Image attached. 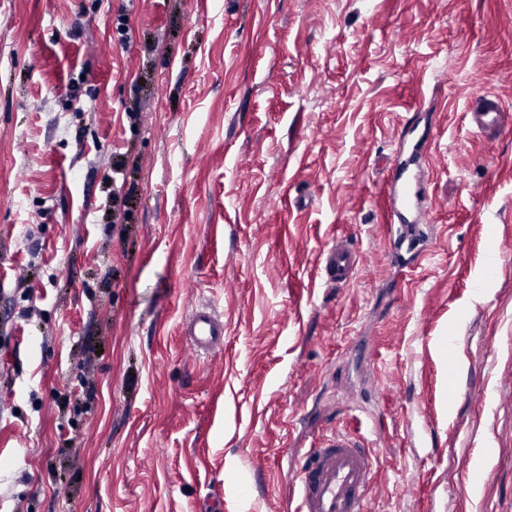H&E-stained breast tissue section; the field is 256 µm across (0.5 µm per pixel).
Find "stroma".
I'll use <instances>...</instances> for the list:
<instances>
[{"label":"stroma","instance_id":"obj_1","mask_svg":"<svg viewBox=\"0 0 512 512\" xmlns=\"http://www.w3.org/2000/svg\"><path fill=\"white\" fill-rule=\"evenodd\" d=\"M481 91L512 109V0H0V512H295L336 428L374 512H512V131L468 126ZM323 276L325 283L332 287L347 284L359 262V256L349 243L336 240L324 254ZM186 331L196 354L213 350L224 341V322L205 309L191 315Z\"/></svg>","mask_w":512,"mask_h":512}]
</instances>
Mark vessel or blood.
<instances>
[{"mask_svg": "<svg viewBox=\"0 0 512 512\" xmlns=\"http://www.w3.org/2000/svg\"><path fill=\"white\" fill-rule=\"evenodd\" d=\"M466 119L471 128L493 136L512 126V113L490 93L477 94ZM359 256L339 240L325 252L323 276L327 285L347 284ZM195 352L213 350L224 341V323L211 311H195L186 327ZM374 460L368 448L349 433L336 432L309 448L293 477L297 512H366L373 497Z\"/></svg>", "mask_w": 512, "mask_h": 512, "instance_id": "obj_1", "label": "vessel or blood"}]
</instances>
